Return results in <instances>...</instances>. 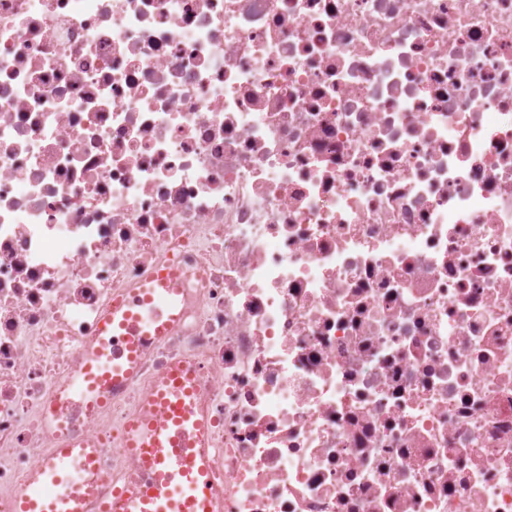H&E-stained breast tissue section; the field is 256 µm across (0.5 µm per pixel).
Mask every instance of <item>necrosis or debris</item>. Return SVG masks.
I'll use <instances>...</instances> for the list:
<instances>
[{"instance_id":"4bbe7bcc","label":"necrosis or debris","mask_w":512,"mask_h":512,"mask_svg":"<svg viewBox=\"0 0 512 512\" xmlns=\"http://www.w3.org/2000/svg\"><path fill=\"white\" fill-rule=\"evenodd\" d=\"M172 268L131 387L67 402ZM176 361L222 512H512V0H0V512Z\"/></svg>"}]
</instances>
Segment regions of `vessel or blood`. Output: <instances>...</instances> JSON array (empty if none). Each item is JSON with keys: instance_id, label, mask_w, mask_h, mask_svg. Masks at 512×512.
Wrapping results in <instances>:
<instances>
[{"instance_id": "obj_1", "label": "vessel or blood", "mask_w": 512, "mask_h": 512, "mask_svg": "<svg viewBox=\"0 0 512 512\" xmlns=\"http://www.w3.org/2000/svg\"><path fill=\"white\" fill-rule=\"evenodd\" d=\"M178 293L173 274L163 271L137 298L113 306L101 323L98 346L74 383L83 403L98 404L99 388H118L130 380L145 343L164 338L177 321ZM194 392L192 369L175 365L151 389L142 413L127 424L126 445L139 453L149 475L148 482L118 493L131 512H214L209 463L191 452L209 434L207 422L193 409ZM99 454L92 443L60 444L19 493L16 512H86L94 485L67 479L66 474L96 469Z\"/></svg>"}]
</instances>
